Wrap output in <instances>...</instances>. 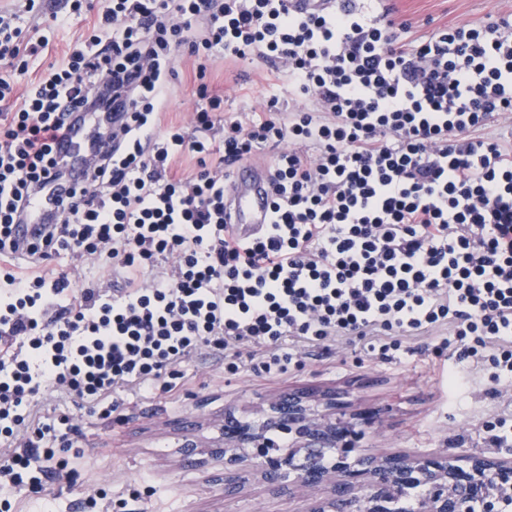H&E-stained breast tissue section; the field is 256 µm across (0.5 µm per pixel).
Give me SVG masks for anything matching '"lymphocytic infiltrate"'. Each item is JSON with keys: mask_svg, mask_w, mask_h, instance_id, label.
<instances>
[{"mask_svg": "<svg viewBox=\"0 0 512 512\" xmlns=\"http://www.w3.org/2000/svg\"><path fill=\"white\" fill-rule=\"evenodd\" d=\"M0 14V259L28 195L71 182L56 228L25 272L0 266V486L65 476L81 436L68 417L22 431L48 387L78 397L154 384L202 349L262 356L278 378L286 336H374L378 353L441 330L457 361L490 359L512 381V13L429 32L393 0L321 9L291 0H65L80 43L30 77L49 46L23 13ZM198 58L192 131L161 126L183 55ZM264 64L303 105L271 96L244 122L210 94L208 61ZM112 115L109 150L74 171L52 140L74 111ZM272 221L224 227L232 169L266 146ZM191 155L198 170L175 176ZM92 258L123 278L78 284L56 257ZM171 259L156 271L158 257Z\"/></svg>", "mask_w": 512, "mask_h": 512, "instance_id": "lymphocytic-infiltrate-1", "label": "lymphocytic infiltrate"}]
</instances>
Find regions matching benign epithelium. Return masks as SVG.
Wrapping results in <instances>:
<instances>
[{"label":"benign epithelium","instance_id":"obj_1","mask_svg":"<svg viewBox=\"0 0 512 512\" xmlns=\"http://www.w3.org/2000/svg\"><path fill=\"white\" fill-rule=\"evenodd\" d=\"M312 400L336 407V398L323 392H295L273 398L259 424L224 418V447L209 451L223 468L212 480L229 491L239 489L251 471L272 485L292 474L305 486L338 474L341 481L310 512H392L393 496L414 486L421 488L419 512H471L476 500L481 512L512 508L511 459L473 456L464 470L438 457L359 455L351 462L354 448L346 436L354 435L352 421L333 412L315 413ZM277 429L295 435L285 454L269 437Z\"/></svg>","mask_w":512,"mask_h":512}]
</instances>
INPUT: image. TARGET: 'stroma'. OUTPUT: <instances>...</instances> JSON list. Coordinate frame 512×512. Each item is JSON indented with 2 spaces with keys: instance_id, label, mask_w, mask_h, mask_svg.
<instances>
[{
  "instance_id": "stroma-1",
  "label": "stroma",
  "mask_w": 512,
  "mask_h": 512,
  "mask_svg": "<svg viewBox=\"0 0 512 512\" xmlns=\"http://www.w3.org/2000/svg\"><path fill=\"white\" fill-rule=\"evenodd\" d=\"M401 15L430 31L459 22H482L512 13V0H396ZM166 121L187 124L195 106L197 63L183 56ZM211 93L224 99V110L246 118L260 111L271 88L257 63L207 66ZM292 352L285 375L270 379L251 365L235 366L233 356L214 350L194 355L172 368L164 383L145 389L117 388L109 401L93 403L75 395L47 390L35 398L28 424L68 416L82 436V456L74 460L71 481L45 479L40 492L29 487L0 488L11 512H90L89 497L101 498L108 512H307L322 488L289 483L282 490L256 480L232 494L214 484L215 462L201 463L186 454L185 439L202 445L221 443L225 411L239 419L261 422L267 400L288 391L320 387L335 393L339 413L375 414L373 424L357 429L360 453H436L462 461L471 455L512 458L511 448L493 447L483 429L493 416L512 415V390L492 379L484 361L457 364L433 332L405 339L394 359L368 353L363 339L332 343L287 337Z\"/></svg>"
}]
</instances>
